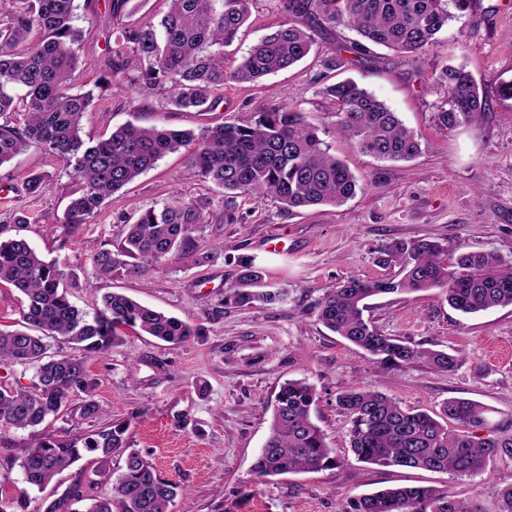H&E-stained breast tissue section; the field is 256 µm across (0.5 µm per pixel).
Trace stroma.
Wrapping results in <instances>:
<instances>
[{
  "instance_id": "stroma-1",
  "label": "stroma",
  "mask_w": 512,
  "mask_h": 512,
  "mask_svg": "<svg viewBox=\"0 0 512 512\" xmlns=\"http://www.w3.org/2000/svg\"><path fill=\"white\" fill-rule=\"evenodd\" d=\"M77 5V24L88 38L74 89L84 92L93 90L108 56L110 33L102 27L108 0H77ZM250 10L225 49L228 60L239 59L281 19L277 0H253ZM355 39L345 27L324 32L294 67L255 85L227 83L211 112L177 110L162 94L129 105L95 92L82 119L85 136L94 140L129 121L198 133L296 103L358 179L360 191L341 207L290 212L274 200L240 198L233 217H226L222 190L202 181L180 150L113 194L93 223L73 229L63 212L76 181L62 158L32 146L0 167V193L7 195L0 202V237L23 234L44 258L74 271L78 285L70 299L78 309L94 312L103 295L114 291L205 327L204 336L179 346L126 332L107 355L88 360L92 394L74 392L71 413L40 427L65 437L129 421L131 447L148 454L163 478L185 488L170 512H339L362 494L417 485L448 489L476 502L482 512H498L500 491L512 486L508 460L490 461L473 477L360 463L350 449L348 420L336 405L337 393L353 385L428 412L438 411L448 398H470L488 409L487 424L474 428L475 436L512 439V306L463 315L449 307L440 288L372 299L368 316L380 332L456 355L449 372L424 363L386 367L326 329L314 312L323 290L339 282L394 275V268L378 259L396 240L427 238L451 249L463 245L512 258V98L500 94L512 82V0H473L420 56L374 47L348 55L345 68L325 72L322 59ZM448 64L469 71L490 103L481 121L451 130L436 121L447 91L434 81L435 71ZM344 78L358 81L398 112L420 136L421 154L410 161H382L338 137L336 107L321 89ZM33 172L49 176L36 196L23 185ZM172 196L211 200L213 218L203 239L218 260L172 259L143 275L95 278L90 257L101 242L123 239L121 214L134 206H160ZM20 216L26 217L25 226L17 225ZM241 255L264 267L268 283L287 289L284 301L249 309L225 302ZM301 378L316 388L311 415L341 463L259 476L255 462L269 432L275 394L284 381ZM89 396L100 405V417H80ZM32 441L29 429L0 432L4 493L20 485L13 459Z\"/></svg>"
}]
</instances>
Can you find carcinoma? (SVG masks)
Here are the masks:
<instances>
[{
  "label": "carcinoma",
  "mask_w": 512,
  "mask_h": 512,
  "mask_svg": "<svg viewBox=\"0 0 512 512\" xmlns=\"http://www.w3.org/2000/svg\"><path fill=\"white\" fill-rule=\"evenodd\" d=\"M75 0H0V167L35 145L69 162L78 185L65 209V223L76 229L91 223L113 194L152 169L165 155L185 151L187 162L205 180L224 191V207L238 197L255 202L271 198L289 210L341 206L358 187L350 168L330 153L317 127L292 106L254 112L237 123L191 131L144 127L128 122L97 141L82 136V119L93 91L76 92L73 78L82 64L76 46L83 32L75 25ZM252 0H167L159 22L126 19L141 4L110 0L105 23L119 26L110 47L111 67H129L136 77L117 92L133 104L161 89L185 112H211L224 84L256 83L303 60L315 34L348 27L360 39L347 51L382 46L404 57L422 53L448 26V0H278L285 20L241 56L226 65L224 48L236 39L250 16ZM437 81L447 88L448 107L437 112L440 126L453 129L481 119L488 99L472 74L446 65ZM17 88L24 97H15ZM336 104V135L359 152L386 161H409L421 152L418 134L398 113L352 79L322 87ZM210 201L172 197L160 207L137 209L135 220L122 216L126 235L117 246L104 242L91 258L93 274L110 278L126 272L142 275L170 258L213 262L218 253L204 249L202 232L211 218ZM383 263L400 267L401 277L350 278L323 291L317 320L359 349L392 368L420 362L451 371L457 357L415 348L382 334L364 317L366 300L385 294H410L442 288L448 305L464 314L512 306V260L496 251L446 250L437 242L396 240L385 248ZM236 281L224 301L239 308L281 302L285 292L266 283L265 271L251 256L238 260ZM76 275L58 261L44 260L23 237L0 239V287L22 296L26 330L0 329V366H30L35 389L0 388V429L35 428L69 410L71 394L91 393L86 362L108 353L131 329L171 344L203 335L204 326L169 316L119 293H107L93 316L70 300ZM46 337H60L72 353L46 358ZM315 387L305 379L288 380L275 394L268 436L256 470L275 476L329 469L339 463L320 428L311 420ZM349 420L350 448L357 460L379 467L481 473L494 458L512 460V440L477 439L469 431L486 423V408L476 401L450 398L441 416L404 408L395 399L363 386L336 396ZM455 422L450 431L443 420ZM128 423L112 422L72 437L38 436L14 459L23 487L12 496L0 491V512H28L29 491L42 490L80 461L99 453V476L110 484L74 483L62 495L44 499L37 512H168L183 486L166 480L146 456L130 448ZM122 461L112 478L110 463ZM340 512H481L445 489L395 487L363 495Z\"/></svg>",
  "instance_id": "1"
}]
</instances>
